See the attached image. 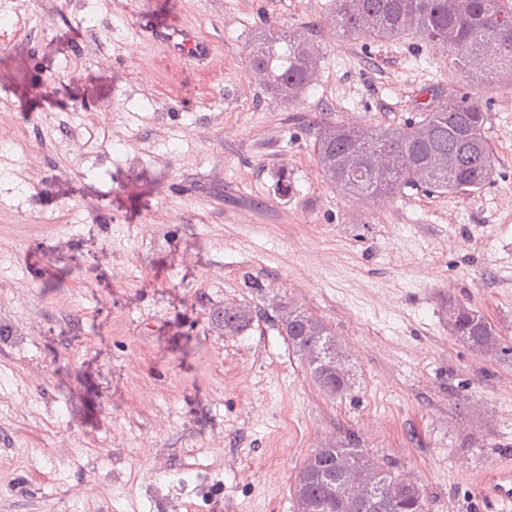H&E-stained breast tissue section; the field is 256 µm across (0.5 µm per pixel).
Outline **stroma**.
<instances>
[{"label":"stroma","mask_w":512,"mask_h":512,"mask_svg":"<svg viewBox=\"0 0 512 512\" xmlns=\"http://www.w3.org/2000/svg\"><path fill=\"white\" fill-rule=\"evenodd\" d=\"M333 10L0 0V512H296L303 462L351 438L428 512H495L476 485L512 463V82L412 35L346 38ZM144 11L212 36L208 73L138 40ZM274 27L321 53L288 105L247 67ZM447 88L486 106L479 192L382 205L324 179L320 121L401 126ZM451 295L505 352L449 335ZM227 302L257 311L246 335L216 325ZM283 302L335 332L345 396L274 328Z\"/></svg>","instance_id":"35a3bbf8"}]
</instances>
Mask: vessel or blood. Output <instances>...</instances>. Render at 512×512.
<instances>
[{"mask_svg":"<svg viewBox=\"0 0 512 512\" xmlns=\"http://www.w3.org/2000/svg\"><path fill=\"white\" fill-rule=\"evenodd\" d=\"M139 34L144 41L189 62L205 63L214 51L212 39L194 27L162 24L145 14L140 17ZM480 493L494 504L512 505V467H504L482 479Z\"/></svg>","mask_w":512,"mask_h":512,"instance_id":"1","label":"vessel or blood"}]
</instances>
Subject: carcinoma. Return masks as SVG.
Listing matches in <instances>:
<instances>
[{"mask_svg":"<svg viewBox=\"0 0 512 512\" xmlns=\"http://www.w3.org/2000/svg\"><path fill=\"white\" fill-rule=\"evenodd\" d=\"M334 21L349 37L362 34L386 41L413 34L448 50L451 64L477 78L512 80V3L508 0H336ZM319 50L312 34L276 29L254 43L248 69L262 77L282 101L294 102L314 83ZM419 120L395 128H377L325 120L315 128V152L326 179L343 194L385 203L408 187L439 193H473L493 175L494 158L485 136L488 113L477 101L455 91H433L416 103ZM391 156L390 166L372 171L363 159L375 153ZM274 321L281 335L308 360L310 374L329 396H341L352 385L337 351L336 338L312 314L281 303ZM224 333L242 336L254 316L244 307L226 304L213 313ZM448 330L462 346L481 357L501 350L494 324L458 300H448ZM298 473L304 494L297 512H336L325 497L327 487L341 485L336 457L374 469L387 481L400 476L393 467L371 458L353 441L313 451ZM350 512H427L426 498L414 485L394 499L371 505L353 504Z\"/></svg>","mask_w":512,"mask_h":512,"instance_id":"cac0c4a2","label":"carcinoma"}]
</instances>
